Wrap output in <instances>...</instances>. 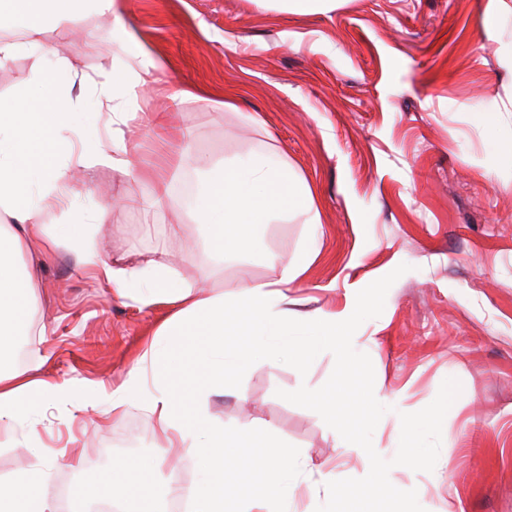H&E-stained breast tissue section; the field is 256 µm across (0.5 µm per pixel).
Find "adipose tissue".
<instances>
[{
    "instance_id": "obj_1",
    "label": "adipose tissue",
    "mask_w": 512,
    "mask_h": 512,
    "mask_svg": "<svg viewBox=\"0 0 512 512\" xmlns=\"http://www.w3.org/2000/svg\"><path fill=\"white\" fill-rule=\"evenodd\" d=\"M79 9L120 14L119 0H0V31L22 32L18 40L0 38V67L19 54L45 52L43 19L62 28L74 21ZM511 17L512 0H488L483 29L498 41V66L509 76L491 112L484 115L491 127L502 113L512 112V39L500 34L502 21ZM158 70L157 62L143 51L125 68L104 72L95 84L99 111L125 119L127 101L145 91ZM77 76L68 58H58L52 73L27 85L10 103H0V362L16 342L31 343L35 334L37 279L32 268L19 264V256L35 245L49 253L65 243L76 244L77 263L94 268L111 283L113 296L170 310L123 384L111 393L113 415L138 407L154 419L161 452L115 460L91 489L81 490L80 500L115 501L122 512H160L152 476L166 458L188 455L204 479L203 489L184 494L189 512H287V450L270 446L257 457V466L271 471L273 478L248 505H238L224 484V461L245 436L227 432L209 415L207 401L212 394L231 391L256 357L274 353L301 360L308 353L302 342L306 336L315 337L317 346L340 360L342 382L351 385L348 357L357 336L350 312L289 318L288 287L312 263V248L291 260L267 253L278 279L243 276L230 295H208L180 281L168 262L128 267L121 259L107 258L86 241L85 225L42 223L46 212L68 214L74 197L70 169L58 158L65 146L60 130L83 105L73 93ZM81 138L82 170L125 166L124 140L105 144L96 129L82 132ZM198 170L201 178L189 203L191 219L170 225L169 232L174 237L195 234L216 260L246 252L259 226L273 220L299 218L314 226L321 222L310 186L285 164L276 147L231 161L203 159ZM83 390L72 381L51 382L33 370L0 365V428L24 420L37 400L62 401ZM46 482L41 467L1 477L0 512H58L45 492Z\"/></svg>"
}]
</instances>
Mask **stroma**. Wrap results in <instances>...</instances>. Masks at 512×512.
I'll use <instances>...</instances> for the list:
<instances>
[{
    "label": "stroma",
    "mask_w": 512,
    "mask_h": 512,
    "mask_svg": "<svg viewBox=\"0 0 512 512\" xmlns=\"http://www.w3.org/2000/svg\"><path fill=\"white\" fill-rule=\"evenodd\" d=\"M486 2L341 0L328 13L299 15L261 0H122L128 33L90 15L78 20V33L47 34L58 55L89 75L80 93L90 101L93 78L140 50L162 65L153 91L127 106L135 114L123 129L128 166L97 167L69 216L104 255L130 265L168 259L181 279L211 295L233 292L242 268L273 280L263 255H300L309 235L300 220L262 226L249 252L220 264L195 235L170 236L184 188L198 180L192 161L272 145L312 186L319 253L290 288L289 310L338 312L363 295L353 316L358 349L372 361L375 391L394 409L421 410L446 378L462 385L434 470L389 473L395 487L416 490L425 512H512V172L496 162L498 134L512 127V115L494 132L480 117L500 89L496 44L482 32ZM52 62L24 53L0 67V99ZM174 86L186 96L168 108L176 133L167 138L137 114L167 107ZM228 91L236 96L232 110L224 107ZM159 166L168 199L157 204L143 175ZM100 205L107 208L101 222ZM29 259L39 283L34 323L46 334L17 346L13 366L107 389L41 403L34 426L0 431V476L36 465L19 441L57 454L51 492L89 482L115 459L157 453L147 413L106 410L109 390L125 380L168 311L114 298L111 285L75 263L71 247ZM333 367L328 352L305 363L259 360L238 377L235 395L208 400L225 429L267 426L272 444L287 448L288 512H315L327 482L369 471L368 458L336 447L316 412L276 395L318 388ZM256 454L238 449L224 468L237 502L267 482L252 466ZM75 458L81 469L71 467Z\"/></svg>",
    "instance_id": "1"
}]
</instances>
